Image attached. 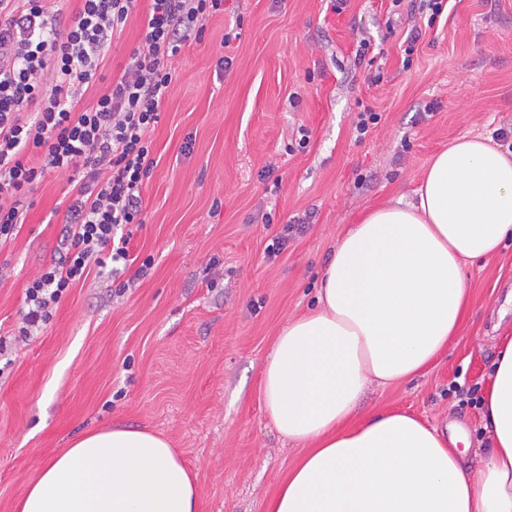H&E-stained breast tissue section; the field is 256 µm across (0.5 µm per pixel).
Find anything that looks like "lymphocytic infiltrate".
<instances>
[{
	"label": "lymphocytic infiltrate",
	"mask_w": 512,
	"mask_h": 512,
	"mask_svg": "<svg viewBox=\"0 0 512 512\" xmlns=\"http://www.w3.org/2000/svg\"><path fill=\"white\" fill-rule=\"evenodd\" d=\"M138 0H0V243L23 223L29 194L50 173H70L59 256L24 289L18 333L45 326L69 288L91 273L148 275L135 261L129 225L143 211L156 165L157 126L172 63L201 40L223 0H145L143 34L120 75L93 104L83 88L101 80ZM36 162H27V153Z\"/></svg>",
	"instance_id": "lymphocytic-infiltrate-1"
}]
</instances>
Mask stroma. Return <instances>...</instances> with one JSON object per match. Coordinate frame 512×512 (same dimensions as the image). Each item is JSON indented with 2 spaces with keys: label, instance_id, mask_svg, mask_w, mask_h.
Masks as SVG:
<instances>
[{
  "label": "stroma",
  "instance_id": "1",
  "mask_svg": "<svg viewBox=\"0 0 512 512\" xmlns=\"http://www.w3.org/2000/svg\"><path fill=\"white\" fill-rule=\"evenodd\" d=\"M388 5L348 0L337 14L331 0H224L206 20L173 64L151 134L158 165L130 242L131 255L153 257L150 275L121 295L119 278L89 276L37 336L12 344L0 373V512H16L47 458L114 425L170 442L197 476L198 512H265L305 448L270 423L259 377L281 329L312 303L339 237L368 209L411 198L450 140L512 128V0H450L409 57L412 22L389 27ZM141 37L136 12L86 102ZM367 107L381 120L361 137L353 120ZM303 131L306 147L290 149ZM69 190L67 175H48L0 244V336L17 333L25 283L57 254L55 208ZM290 223L296 232L284 234ZM467 285L447 350L412 380L371 386L361 412L457 422L475 468L486 368L496 339L512 336V313L498 314L512 293V244L469 266Z\"/></svg>",
  "mask_w": 512,
  "mask_h": 512
}]
</instances>
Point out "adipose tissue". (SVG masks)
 <instances>
[{
	"label": "adipose tissue",
	"instance_id": "adipose-tissue-1",
	"mask_svg": "<svg viewBox=\"0 0 512 512\" xmlns=\"http://www.w3.org/2000/svg\"><path fill=\"white\" fill-rule=\"evenodd\" d=\"M512 239V153L475 135L430 161L412 201L372 209L323 268L316 306L288 321L259 381L277 432L307 445L266 512H512V336L482 398L488 452L392 409L358 418L368 385L405 382L447 348L467 266ZM17 512H198L196 477L160 435L104 428L48 459Z\"/></svg>",
	"mask_w": 512,
	"mask_h": 512
}]
</instances>
